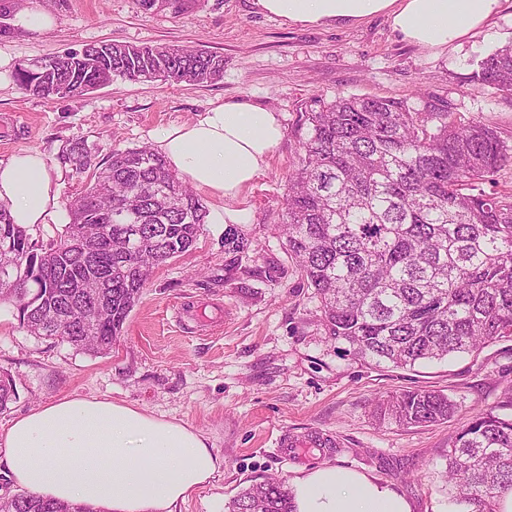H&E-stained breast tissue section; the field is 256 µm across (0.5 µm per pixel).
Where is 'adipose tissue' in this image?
<instances>
[{
    "label": "adipose tissue",
    "mask_w": 512,
    "mask_h": 512,
    "mask_svg": "<svg viewBox=\"0 0 512 512\" xmlns=\"http://www.w3.org/2000/svg\"><path fill=\"white\" fill-rule=\"evenodd\" d=\"M502 0H251L255 12L293 26H353L385 16L416 45L444 50L476 32ZM272 110L236 98L193 122L166 129L159 149L196 189L227 201L223 221L242 224L234 207L282 139ZM60 184L48 157L22 150L0 160V207L13 223L33 227L55 212ZM0 458L16 485L31 494L80 503L95 512H174L207 484L223 461L204 435L138 407L64 395L17 415L0 434ZM297 512H410L406 500L338 467L317 468L294 486Z\"/></svg>",
    "instance_id": "ef3b65f1"
}]
</instances>
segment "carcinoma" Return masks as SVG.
Listing matches in <instances>:
<instances>
[{"instance_id":"carcinoma-1","label":"carcinoma","mask_w":512,"mask_h":512,"mask_svg":"<svg viewBox=\"0 0 512 512\" xmlns=\"http://www.w3.org/2000/svg\"><path fill=\"white\" fill-rule=\"evenodd\" d=\"M198 0H140L146 11L174 14ZM102 43L83 54L51 57L34 82L19 87L44 98L81 97L119 76L129 81L212 83L224 58L192 45ZM477 85L512 95V45L484 57ZM298 167L285 199L288 252L319 298L328 336L377 364L412 368L423 360L478 354L512 338V195L480 185L512 165V136L447 112L405 101L338 96L305 113ZM62 163L90 181L70 204V223L48 249L0 212V239L12 242L21 283L4 282L0 303L14 305L20 325L91 355L112 350L153 269L192 249L207 210L191 186L150 148L113 149L107 165L82 142ZM252 240L224 232V254L239 262ZM60 264L52 284L32 277ZM17 398L13 375L0 369V411ZM455 404L443 393L405 390L376 403L381 421L428 426ZM449 499L457 512H496L512 491V414H479L448 449ZM229 512H295L285 484L267 477L241 490ZM29 492L0 499V512H83Z\"/></svg>"}]
</instances>
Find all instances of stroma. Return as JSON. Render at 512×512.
Instances as JSON below:
<instances>
[{"mask_svg":"<svg viewBox=\"0 0 512 512\" xmlns=\"http://www.w3.org/2000/svg\"><path fill=\"white\" fill-rule=\"evenodd\" d=\"M11 13L50 12L52 30L0 35V55L28 66L87 43L187 44L223 56L221 80L111 85L76 98H41L13 78L0 80V159L25 149L55 163L60 204L31 239L49 247L70 221L88 178L61 164L62 150L85 143L97 158L113 149L156 148L165 129L239 98L276 112L283 138L240 200L253 239L240 267L224 253L223 201L204 197L206 222L194 248L154 269L109 354L93 356L21 328L15 306L0 307V368L18 396L13 416L63 395L133 405L201 432L222 459L218 477L177 512H228L261 476L293 485L333 465L390 486L411 512H456L444 478L449 443L480 412L512 409V341L478 356L396 369L358 359L326 336L320 302L297 271L277 227L286 220L288 175L299 163L304 112L339 95L387 97L433 106L463 121L512 134V95L472 80L476 64L512 44V0L462 47L433 51L407 42L385 17L356 26L300 27L253 11L250 0H200L180 14L146 11L139 0H10ZM274 266L272 277L250 275ZM435 390L457 405L448 421L421 427L379 424L375 403L400 390ZM322 436L327 448L283 454L281 435Z\"/></svg>","mask_w":512,"mask_h":512,"instance_id":"35a3bbf8","label":"stroma"}]
</instances>
